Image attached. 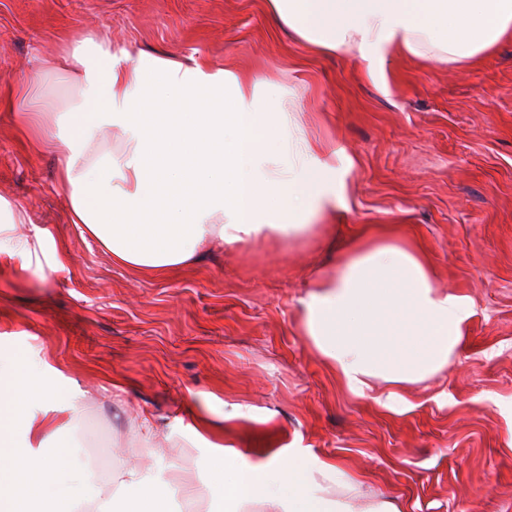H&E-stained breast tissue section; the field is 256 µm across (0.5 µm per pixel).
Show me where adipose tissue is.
Listing matches in <instances>:
<instances>
[{"label":"adipose tissue","mask_w":512,"mask_h":512,"mask_svg":"<svg viewBox=\"0 0 512 512\" xmlns=\"http://www.w3.org/2000/svg\"><path fill=\"white\" fill-rule=\"evenodd\" d=\"M270 10L321 52L349 48L371 77L384 75L390 50L414 58L469 62L512 31V0H268ZM166 99L179 107L161 135L147 139L126 104L141 92L144 69L124 64L111 47L84 40L29 74L11 94L16 112L33 108L46 76L74 80L67 126L54 133L56 178L69 193V219L120 265L163 279L210 246H238L274 236L291 240L335 204V169L287 113L263 101L236 74L202 62L186 67L154 59ZM226 89L223 111H195L193 93ZM118 128L117 152L93 155L99 132ZM120 183H113V172ZM134 204L140 224L104 222L103 201ZM160 223H151V216ZM470 307L435 287L420 254L379 239L353 244L303 301L301 326L324 364L353 396L390 407L411 385L451 364ZM61 373L39 352L22 363L0 355V512H170L176 496L200 491L184 472L124 467L110 476L54 456L51 439L77 418L75 397L57 392ZM209 405L194 411L184 444L209 449L226 512H353L362 483L307 448H274L253 461L224 442ZM49 469L29 495L18 464Z\"/></svg>","instance_id":"adipose-tissue-1"}]
</instances>
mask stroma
Returning a JSON list of instances; mask_svg holds the SVG:
<instances>
[{
  "instance_id": "35a3bbf8",
  "label": "stroma",
  "mask_w": 512,
  "mask_h": 512,
  "mask_svg": "<svg viewBox=\"0 0 512 512\" xmlns=\"http://www.w3.org/2000/svg\"><path fill=\"white\" fill-rule=\"evenodd\" d=\"M89 36L127 64L205 59L256 83L298 135L339 149L342 191L307 237L217 246L145 280L69 223L54 152H32L37 126L0 112V197L30 218L0 230V350L40 351L85 391L77 429L59 436L73 460L147 457L104 395L119 376L130 410L172 435L159 467L206 486L200 512H224L208 450L179 445L202 398L235 447L312 449L400 512H512V35L472 63L390 53L377 84L352 51L291 35L266 0H0V92ZM37 228L48 236L28 266L21 243ZM359 235L420 249L436 287L471 305L448 370L392 411L350 395L300 326L302 299Z\"/></svg>"
}]
</instances>
